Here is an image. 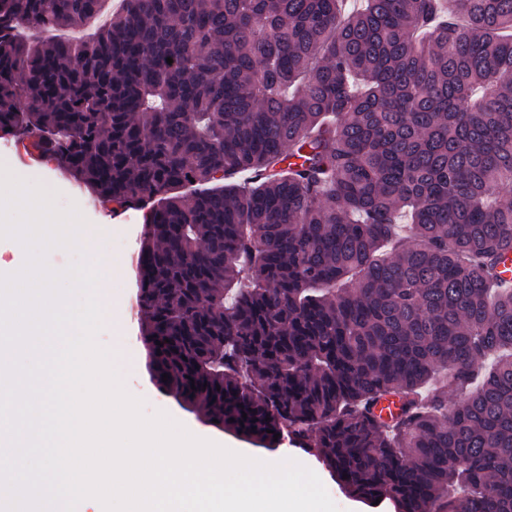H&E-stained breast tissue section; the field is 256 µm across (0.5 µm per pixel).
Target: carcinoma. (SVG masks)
I'll use <instances>...</instances> for the list:
<instances>
[{
    "instance_id": "cac0c4a2",
    "label": "carcinoma",
    "mask_w": 512,
    "mask_h": 512,
    "mask_svg": "<svg viewBox=\"0 0 512 512\" xmlns=\"http://www.w3.org/2000/svg\"><path fill=\"white\" fill-rule=\"evenodd\" d=\"M102 2L0 0V139L144 211L160 389L368 503L512 512V0Z\"/></svg>"
}]
</instances>
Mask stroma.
I'll return each mask as SVG.
<instances>
[{"instance_id":"35a3bbf8","label":"stroma","mask_w":512,"mask_h":512,"mask_svg":"<svg viewBox=\"0 0 512 512\" xmlns=\"http://www.w3.org/2000/svg\"><path fill=\"white\" fill-rule=\"evenodd\" d=\"M8 164L11 172L25 176L33 183L49 186L57 193L59 207L77 205L86 223L110 225V232L102 234L96 244V253L104 258H115L122 266L113 271L106 288L100 289L99 297L104 309H118L122 317L120 332H113L111 325H104L97 336L99 345L118 349L130 360L122 369V381L126 391L143 401V411L151 415L164 412L184 427L194 429L203 439L222 446L240 449L254 457L264 459L291 455L292 459L314 471L323 482L329 496L340 512H393L388 503H367L342 492L331 474L316 457L301 449L284 452L283 448H259L232 434L207 424L195 413L181 407L173 398L162 394L153 382L146 366V354L140 341V314L136 305L135 256L143 231V216L134 210H110L94 203L86 192L63 176L53 165L28 158L13 142L0 139V162Z\"/></svg>"}]
</instances>
